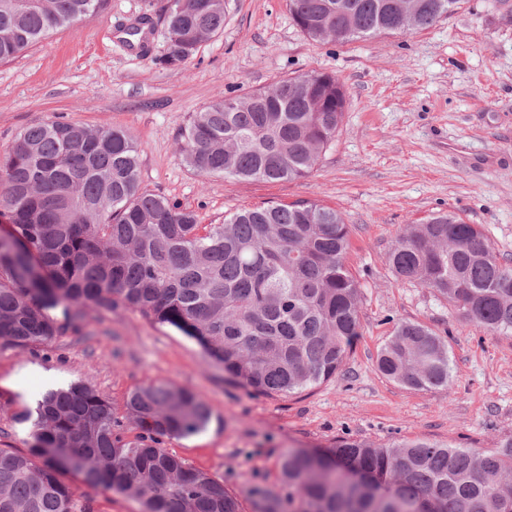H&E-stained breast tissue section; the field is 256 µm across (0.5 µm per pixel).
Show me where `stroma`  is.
<instances>
[{"mask_svg": "<svg viewBox=\"0 0 512 512\" xmlns=\"http://www.w3.org/2000/svg\"><path fill=\"white\" fill-rule=\"evenodd\" d=\"M143 8L144 0H109L105 12L0 63V152L23 129L59 117L132 131L142 186L196 211L201 223L271 202L336 210L349 227L347 264L360 284L363 334L332 380L268 397L225 380L173 327L124 308L92 311L77 333L46 348H0V441L23 448L26 430L14 417L39 391L83 381L120 414L134 388L171 382L199 394L213 418L170 450L223 480L240 512H256V491L278 490L277 461L293 448L342 437L491 448L512 433V335L465 323L457 307L398 281L387 263L406 225L451 212L480 225L500 261L512 265V0H465L415 34L345 44L308 39L286 0H226L223 34L178 70L153 62L165 49L162 29L145 56L121 42L119 26ZM310 72L336 76L346 91L336 141L310 176L205 178L185 164L181 133L195 112ZM404 321L446 336L447 386L410 389L377 371L378 351Z\"/></svg>", "mask_w": 512, "mask_h": 512, "instance_id": "stroma-1", "label": "stroma"}]
</instances>
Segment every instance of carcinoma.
Masks as SVG:
<instances>
[{"mask_svg":"<svg viewBox=\"0 0 512 512\" xmlns=\"http://www.w3.org/2000/svg\"><path fill=\"white\" fill-rule=\"evenodd\" d=\"M108 0H0V62L58 28L105 11ZM462 0H287L300 31L349 42L413 34ZM166 49L153 61L186 66L224 32L225 0H148L122 43L148 52L155 19ZM346 105L339 80L313 72L268 90L214 100L181 134L202 177L297 179L336 140ZM129 130L54 119L20 132L0 155V348L39 349L77 332L84 310L124 307L193 339L225 377L255 394L288 397L344 366L362 334L361 292L346 264L349 229L315 202L244 209L222 224L141 186ZM387 261L456 305L490 334H512V267L477 224L452 213L410 224ZM376 367L411 389L445 386L448 341L402 322ZM211 407L194 392L152 382L130 392L125 415L88 383L46 390L15 422L25 449L0 448V512H94L62 479L139 502L141 512H239L224 481L166 447L206 429ZM281 492L258 512H512V434L489 449L425 439L389 444L341 438L279 457Z\"/></svg>","mask_w":512,"mask_h":512,"instance_id":"cac0c4a2","label":"carcinoma"}]
</instances>
